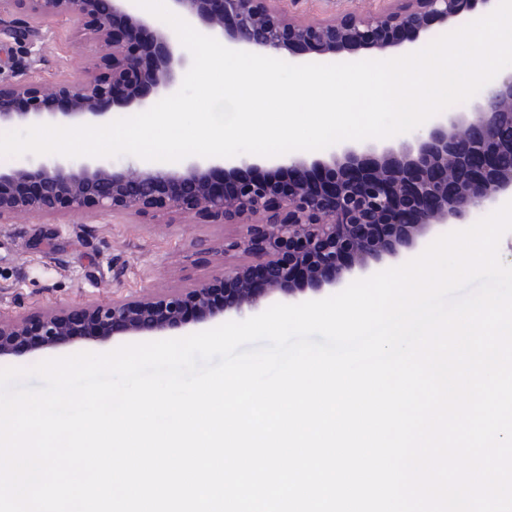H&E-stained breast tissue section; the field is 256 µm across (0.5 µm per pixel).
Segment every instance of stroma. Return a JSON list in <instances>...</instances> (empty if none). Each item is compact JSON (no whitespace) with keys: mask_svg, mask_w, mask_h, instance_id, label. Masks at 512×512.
Segmentation results:
<instances>
[{"mask_svg":"<svg viewBox=\"0 0 512 512\" xmlns=\"http://www.w3.org/2000/svg\"><path fill=\"white\" fill-rule=\"evenodd\" d=\"M382 0H290L299 23L351 14L368 17ZM97 59L67 20L46 23L34 41L0 37V76H30L46 86L96 71ZM246 225L212 224L194 214L137 213L86 218L19 215L0 224V316L33 318L117 298L197 287L248 257L235 248ZM130 336L80 338L51 349L0 358V369L30 367L82 352L105 353Z\"/></svg>","mask_w":512,"mask_h":512,"instance_id":"obj_1","label":"stroma"}]
</instances>
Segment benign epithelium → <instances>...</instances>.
Here are the masks:
<instances>
[{
    "instance_id": "1",
    "label": "benign epithelium",
    "mask_w": 512,
    "mask_h": 512,
    "mask_svg": "<svg viewBox=\"0 0 512 512\" xmlns=\"http://www.w3.org/2000/svg\"><path fill=\"white\" fill-rule=\"evenodd\" d=\"M0 0V22L22 10L29 27L65 17L92 52L105 51L102 72L46 89L33 79L0 80V124L81 122L114 112H144L175 93L190 59L178 37L134 11L131 0ZM197 30L224 46L258 55L356 58L413 48L437 29L475 20L496 0H405L372 18L301 25L285 0H172ZM474 113L442 111L419 134L395 141L339 142L329 152L264 157H192L170 167L24 160L0 170V223L19 213H194L216 224L256 216L234 246L252 258L225 268L199 288L145 299H117L36 320L0 319V356L34 338L33 350L73 338L163 333L186 321L252 312L280 297L294 303L372 264L397 258L437 225L463 224L477 210L512 194V70L484 85Z\"/></svg>"
}]
</instances>
